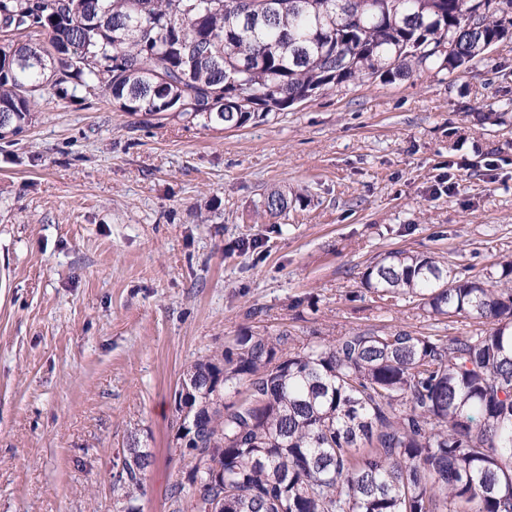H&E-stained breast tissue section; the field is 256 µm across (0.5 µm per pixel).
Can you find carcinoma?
I'll list each match as a JSON object with an SVG mask.
<instances>
[{
    "label": "carcinoma",
    "instance_id": "cac0c4a2",
    "mask_svg": "<svg viewBox=\"0 0 512 512\" xmlns=\"http://www.w3.org/2000/svg\"><path fill=\"white\" fill-rule=\"evenodd\" d=\"M0 0V140L34 120L36 95L101 94L121 112L238 129L330 87L415 68L452 72L512 29V0ZM484 8L482 24L470 19ZM46 35L38 45L13 36ZM265 212L288 210L270 191ZM460 275L424 253H386L362 276L381 301L408 296L434 319L482 325L448 340L353 330L324 345L244 334L184 369L179 454L222 512H512V260ZM245 395L216 408L214 392ZM117 478L141 512L154 465ZM171 512H206L172 486Z\"/></svg>",
    "mask_w": 512,
    "mask_h": 512
}]
</instances>
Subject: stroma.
<instances>
[{"instance_id": "1", "label": "stroma", "mask_w": 512, "mask_h": 512, "mask_svg": "<svg viewBox=\"0 0 512 512\" xmlns=\"http://www.w3.org/2000/svg\"><path fill=\"white\" fill-rule=\"evenodd\" d=\"M273 188L287 214L264 212ZM396 250L469 275L512 259V36L235 130L44 93L0 143V512H120L132 439L156 458L142 512H168L182 372L242 334L474 333L363 288Z\"/></svg>"}]
</instances>
